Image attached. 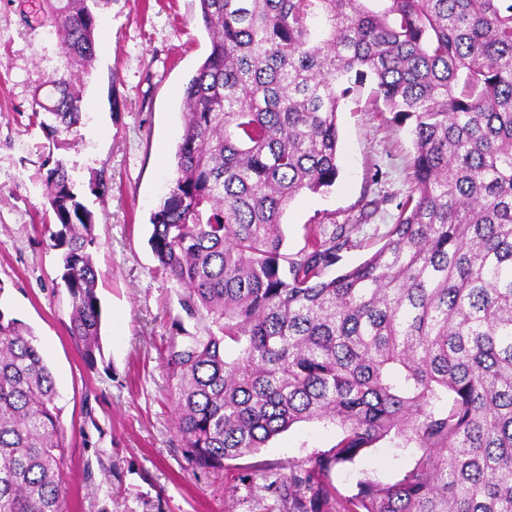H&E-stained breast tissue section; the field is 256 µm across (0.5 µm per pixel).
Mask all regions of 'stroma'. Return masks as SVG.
Wrapping results in <instances>:
<instances>
[{"mask_svg": "<svg viewBox=\"0 0 512 512\" xmlns=\"http://www.w3.org/2000/svg\"><path fill=\"white\" fill-rule=\"evenodd\" d=\"M41 0H0V311L30 327L51 369L72 447L69 512H291L290 475L332 448L335 426L303 422L224 470L192 467L174 427L165 350L184 318L177 290L148 243L150 216L175 175L185 87L210 50L199 0H101L99 41L85 80L74 146L57 150L82 202L94 213L103 354L87 366L71 342L69 298L59 251L41 216L48 140L32 123L33 90L58 66L59 40L42 23ZM372 83L338 112L339 176L320 193L292 200L281 222L284 249L303 248L310 228L360 220L341 267L385 242L409 188L407 127L389 121ZM105 175L109 190L91 183ZM411 466L409 452L381 441L323 482L339 495L361 476L383 483Z\"/></svg>", "mask_w": 512, "mask_h": 512, "instance_id": "stroma-1", "label": "stroma"}]
</instances>
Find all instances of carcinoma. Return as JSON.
Listing matches in <instances>:
<instances>
[{"label": "carcinoma", "mask_w": 512, "mask_h": 512, "mask_svg": "<svg viewBox=\"0 0 512 512\" xmlns=\"http://www.w3.org/2000/svg\"><path fill=\"white\" fill-rule=\"evenodd\" d=\"M210 50L185 88L177 177L149 243L197 322L165 364L186 459L222 470L301 422L333 448L304 478L387 440L412 453L336 512H512V0H199ZM62 64L31 120L62 146L82 123L75 70L97 52L87 0H45ZM408 126L411 186L385 243L333 277L359 221L283 249L281 218L339 175L337 114L354 86ZM68 335L102 354L94 218L63 161L46 173ZM237 356L228 361L224 347ZM31 330L0 310V512H65L71 442Z\"/></svg>", "instance_id": "cac0c4a2"}]
</instances>
